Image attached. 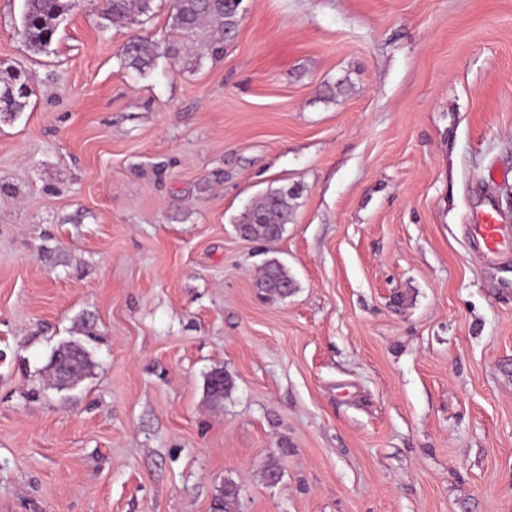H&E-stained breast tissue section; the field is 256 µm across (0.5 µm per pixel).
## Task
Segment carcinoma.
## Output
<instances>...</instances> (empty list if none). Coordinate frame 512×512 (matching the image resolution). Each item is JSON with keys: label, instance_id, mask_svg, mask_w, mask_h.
Listing matches in <instances>:
<instances>
[{"label": "carcinoma", "instance_id": "1", "mask_svg": "<svg viewBox=\"0 0 512 512\" xmlns=\"http://www.w3.org/2000/svg\"><path fill=\"white\" fill-rule=\"evenodd\" d=\"M153 0H104L103 18L115 26L127 23L134 16L151 19ZM173 27L191 38L193 43L206 45L217 56L223 53L225 40L235 33L238 26L241 0H171ZM66 9L64 0H25L23 14V36L29 48L43 52L56 31L57 21ZM155 54L140 37L127 43L120 65L138 74H143L154 65ZM22 82L11 71L0 70V103L7 112H15L23 106L28 92L21 90ZM295 194L287 189L268 192L257 198L243 213L237 230L240 235L256 240H270L282 235L285 225L294 213ZM256 288L266 299H285L295 289V281L288 268L276 259L265 263L257 278ZM79 362V376L91 375L95 366L91 352L79 341L65 342L55 348L44 367L49 381L57 388L72 385L68 376L62 375L68 360ZM233 387L229 374L215 369L206 377V394L217 404Z\"/></svg>", "mask_w": 512, "mask_h": 512}]
</instances>
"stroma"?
I'll return each mask as SVG.
<instances>
[{
    "instance_id": "stroma-1",
    "label": "stroma",
    "mask_w": 512,
    "mask_h": 512,
    "mask_svg": "<svg viewBox=\"0 0 512 512\" xmlns=\"http://www.w3.org/2000/svg\"><path fill=\"white\" fill-rule=\"evenodd\" d=\"M244 5L216 59L169 0L121 27L69 0L39 54L0 0L29 85L0 112V512H222L229 481L238 512H512V238H469L512 227V0ZM278 188L282 236L242 238ZM155 54L150 46L140 37H134L127 43L120 65L138 74H144L154 65ZM295 194L288 189L268 192L257 198L243 213L237 230L256 240L279 238L292 220ZM280 225V226H279ZM471 232L483 255L493 256L499 252L504 230L492 212H483L476 223L471 224ZM256 288L266 299H285L295 289V281L288 268L276 259L265 263L257 278ZM62 353L68 354V356L64 357ZM70 358L78 359L80 368L79 376L82 379L91 375L95 362L93 361L91 352L88 350L87 346L79 340L68 341L53 350L44 367V372L47 373L50 384L54 387L64 389L72 385L71 378L68 376L64 377L62 375V372L66 369L65 366L68 365V360H70ZM53 381L56 386L53 384ZM233 387V381L224 369H215L206 377V394L209 400L217 404Z\"/></svg>"
}]
</instances>
